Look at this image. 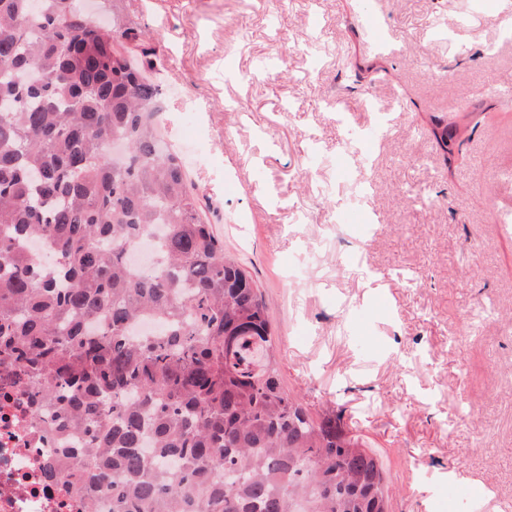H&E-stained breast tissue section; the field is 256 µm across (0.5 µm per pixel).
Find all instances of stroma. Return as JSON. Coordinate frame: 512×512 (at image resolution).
I'll list each match as a JSON object with an SVG mask.
<instances>
[{"mask_svg":"<svg viewBox=\"0 0 512 512\" xmlns=\"http://www.w3.org/2000/svg\"><path fill=\"white\" fill-rule=\"evenodd\" d=\"M119 12L156 51L166 144L202 146L189 182L263 294L283 388L340 414L391 512H512V0ZM431 133L440 149L443 151L444 159L451 160L455 152L459 153L461 143L458 142L455 129L448 126V123L438 122L432 128Z\"/></svg>","mask_w":512,"mask_h":512,"instance_id":"obj_1","label":"stroma"}]
</instances>
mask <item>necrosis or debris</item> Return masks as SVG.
<instances>
[{
  "instance_id": "obj_1",
  "label": "necrosis or debris",
  "mask_w": 512,
  "mask_h": 512,
  "mask_svg": "<svg viewBox=\"0 0 512 512\" xmlns=\"http://www.w3.org/2000/svg\"><path fill=\"white\" fill-rule=\"evenodd\" d=\"M26 389L0 386V512H86L83 501L41 481L44 461L64 441L33 418Z\"/></svg>"
}]
</instances>
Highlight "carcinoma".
Returning <instances> with one entry per match:
<instances>
[{
  "label": "carcinoma",
  "instance_id": "1",
  "mask_svg": "<svg viewBox=\"0 0 512 512\" xmlns=\"http://www.w3.org/2000/svg\"><path fill=\"white\" fill-rule=\"evenodd\" d=\"M138 40L80 0H0V381L75 441L45 480L112 512H389L377 458L283 389L263 295L162 146ZM431 133L454 157L455 129ZM159 227L161 263L132 266Z\"/></svg>",
  "mask_w": 512,
  "mask_h": 512
}]
</instances>
